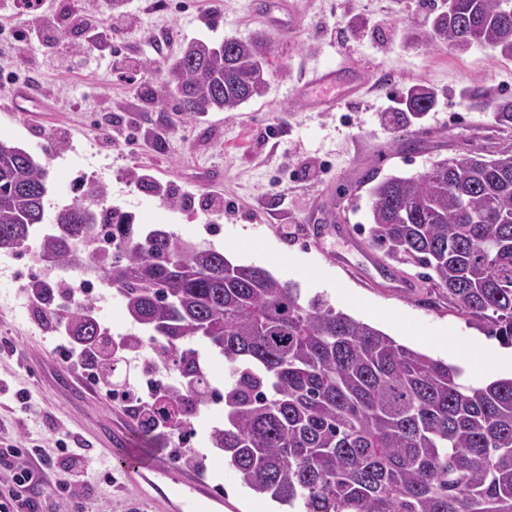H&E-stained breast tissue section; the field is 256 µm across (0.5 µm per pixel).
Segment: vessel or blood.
Masks as SVG:
<instances>
[{"label":"vessel or blood","instance_id":"1","mask_svg":"<svg viewBox=\"0 0 512 512\" xmlns=\"http://www.w3.org/2000/svg\"><path fill=\"white\" fill-rule=\"evenodd\" d=\"M309 83L320 95L314 101L315 108L331 111L341 99H357L364 90V84L355 72L334 65L316 69ZM343 87V97H336V87ZM113 461L126 481L158 504L163 512H218L224 505V497L217 493L205 480L203 473H186L171 467L165 459H158L148 465L137 462L130 447L129 423L118 425Z\"/></svg>","mask_w":512,"mask_h":512}]
</instances>
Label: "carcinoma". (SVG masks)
<instances>
[{
    "label": "carcinoma",
    "mask_w": 512,
    "mask_h": 512,
    "mask_svg": "<svg viewBox=\"0 0 512 512\" xmlns=\"http://www.w3.org/2000/svg\"><path fill=\"white\" fill-rule=\"evenodd\" d=\"M512 0H451L424 33V48L465 52L488 45L512 59ZM201 40L166 67L177 111L232 112L268 85L265 38L234 39L222 55ZM493 126L512 129V99L469 93ZM436 103L409 87L391 113L396 145L415 150L411 125ZM47 170L0 140V249L67 266L95 267L121 296L133 322L159 342L161 373L176 372L158 416L188 429L212 387L200 339L230 365L224 426L210 434L224 463L260 497L295 512H512V378L481 387L462 369L397 343L268 270L234 264L208 246L154 229L106 206L90 183L46 222ZM368 240L390 259L428 270L465 316L512 345V146L437 160L410 177L371 176ZM110 248L95 247L91 233ZM38 241V248L32 241ZM27 288L46 312L59 308L46 281ZM67 335L107 346L90 300L65 307Z\"/></svg>",
    "instance_id": "cac0c4a2"
}]
</instances>
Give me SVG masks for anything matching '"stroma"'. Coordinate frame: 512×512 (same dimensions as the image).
<instances>
[{
    "instance_id": "obj_1",
    "label": "stroma",
    "mask_w": 512,
    "mask_h": 512,
    "mask_svg": "<svg viewBox=\"0 0 512 512\" xmlns=\"http://www.w3.org/2000/svg\"><path fill=\"white\" fill-rule=\"evenodd\" d=\"M57 2L45 0L38 27L21 12L0 11V79L23 69L33 85L49 90L41 126L0 110V139L50 160L47 213L71 204L80 180L90 179L105 187L110 206L143 227L158 225L233 263L264 267L298 284L302 300L323 295L410 349L456 365L458 354L432 350L426 337L447 331L463 341L486 339L484 326L462 316L421 268L387 258L367 234L369 176L410 177L438 159L512 141V131L495 128L465 98L473 86L512 98V59L484 45L461 54L416 48L403 37L407 28L426 30L444 0H288L284 28L255 11L253 0H168L162 12L153 0H125L107 17L98 0H82L98 22L93 40L65 25ZM356 20L369 26L358 39L349 31ZM260 34L273 48L264 96L233 112H175L164 69L187 42ZM327 63L358 70L366 87L359 100L321 112L308 104V78ZM416 83L433 88L437 103L413 126L417 150L400 152L384 115ZM216 198L223 212L214 210ZM32 262L0 251V384L10 387L0 393V436H14L24 450L41 447L53 462L48 481L61 472L54 427L75 432L92 458L91 504L80 508L62 493L40 512H159L134 487L110 484L108 434L119 417L135 413L101 394L76 395L60 380L63 371L83 379L89 373L65 357L66 332L42 324L37 304L28 302L18 270ZM388 271L409 283L407 294L389 288ZM93 307L111 336L140 333L115 289ZM8 345L18 358L2 354ZM22 388L32 393L31 405L14 401ZM223 423V403L210 401L193 418L187 445L164 437L139 455L146 463L194 455L211 483L222 486L231 512H281V504L256 497L212 447L209 435Z\"/></svg>"
}]
</instances>
